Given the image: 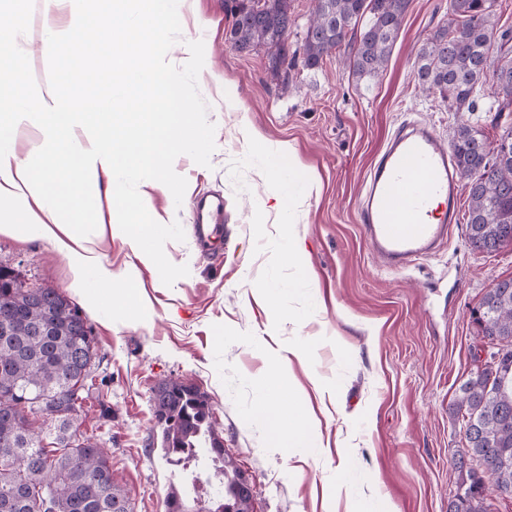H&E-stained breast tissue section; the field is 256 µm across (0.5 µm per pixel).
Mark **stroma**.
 <instances>
[{"mask_svg":"<svg viewBox=\"0 0 512 512\" xmlns=\"http://www.w3.org/2000/svg\"><path fill=\"white\" fill-rule=\"evenodd\" d=\"M290 4L281 79L266 50L231 49L226 0H180L156 53L211 141L174 155L175 190L144 173L125 178L166 227L154 261L133 251L119 229L121 208L97 184L91 247L115 275L131 272L128 288L88 306L51 243L6 230L0 262L27 284L59 290L87 317L97 358L83 428L107 448L133 512H166L171 490L188 488L164 456L150 403L170 378L208 396L226 451L254 484V512H348L356 503L366 512H448L456 492L449 461L464 445L452 408L481 342L471 311L512 277V245L471 250L460 223L431 257L387 271L367 246L359 204L371 164L400 124L427 125L444 139L465 119L492 143L508 120L485 95L476 111L458 113L421 92L416 55L449 23L448 0H410L387 67L369 83L352 75L342 50L305 68L299 50L313 2ZM19 23L29 85L49 92L61 65L46 41L44 0H27ZM189 42L195 68L183 53ZM275 151L295 165L272 171ZM204 194L224 197L218 248L192 233V201ZM89 219L69 205L60 221ZM298 239L300 269L287 262ZM294 346L301 356H289ZM271 381L312 419L313 453L273 445L264 419Z\"/></svg>","mask_w":512,"mask_h":512,"instance_id":"1","label":"stroma"}]
</instances>
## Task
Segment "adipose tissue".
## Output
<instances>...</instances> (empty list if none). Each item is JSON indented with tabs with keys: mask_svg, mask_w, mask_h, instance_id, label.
Returning a JSON list of instances; mask_svg holds the SVG:
<instances>
[{
	"mask_svg": "<svg viewBox=\"0 0 512 512\" xmlns=\"http://www.w3.org/2000/svg\"><path fill=\"white\" fill-rule=\"evenodd\" d=\"M177 0H46L48 12L69 10L71 27L48 23L47 34L63 64L59 84L49 94L32 90L25 77L22 28L0 13V204L14 203L6 227L22 237L48 240L68 259L90 304L103 301L106 289L118 286L111 269L99 264L85 246L95 226L58 235L64 206L79 213L97 212L96 195L83 192L84 181H105L112 201L124 211L122 231L136 253L154 259L165 228L149 221L140 201L130 199L122 174L149 172L155 185L174 187L172 153L186 141H204L188 125L191 109L178 84L158 61L145 58V46L159 42ZM104 28L105 38L87 41L88 29ZM41 133L39 168L15 153L20 124ZM94 271L97 288L83 276ZM266 421L274 442L313 452L315 432L306 414L271 404Z\"/></svg>",
	"mask_w": 512,
	"mask_h": 512,
	"instance_id": "1",
	"label": "adipose tissue"
}]
</instances>
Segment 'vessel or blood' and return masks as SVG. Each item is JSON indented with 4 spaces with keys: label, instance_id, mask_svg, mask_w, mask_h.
<instances>
[{
    "label": "vessel or blood",
    "instance_id": "1",
    "mask_svg": "<svg viewBox=\"0 0 512 512\" xmlns=\"http://www.w3.org/2000/svg\"><path fill=\"white\" fill-rule=\"evenodd\" d=\"M458 189V170L447 145L426 126L397 128L364 186L361 217L371 252L389 268H405L434 253L459 220ZM438 199L443 208H434ZM193 213L196 235L221 232L223 199L195 198Z\"/></svg>",
    "mask_w": 512,
    "mask_h": 512
}]
</instances>
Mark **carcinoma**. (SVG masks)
<instances>
[{
	"instance_id": "1",
	"label": "carcinoma",
	"mask_w": 512,
	"mask_h": 512,
	"mask_svg": "<svg viewBox=\"0 0 512 512\" xmlns=\"http://www.w3.org/2000/svg\"><path fill=\"white\" fill-rule=\"evenodd\" d=\"M253 0H231V41L242 52L267 49L272 71L288 56L290 4L269 0L261 11ZM409 0H314L302 55L315 69L349 29L369 17L349 57L359 80L380 78L401 28ZM495 0H449L452 24L434 33L420 50L417 79L459 112L472 109L484 90L489 52L496 32ZM493 107L512 112V60L493 70ZM451 148L459 174L467 179V243L494 253L512 245V125L495 144L470 123L452 130ZM8 312L14 328L0 335V512H132L125 489L112 477L110 457L96 436L81 431L80 410L91 397L96 359L94 337L82 311L55 288H30L13 268L0 264V316ZM478 334L496 346L491 371H472L459 387L457 412L465 428L464 448L450 465L457 491L450 512H492L504 496L500 469L512 467V277L498 281L472 310ZM161 424L163 450L173 465L212 449L221 463L210 484L204 512H254L242 492V472L224 456L212 424L208 397L193 383L164 379L151 395ZM50 423L51 444L31 426L29 414Z\"/></svg>"
}]
</instances>
